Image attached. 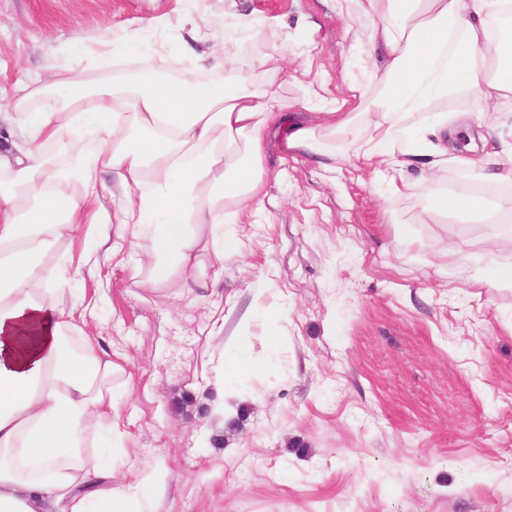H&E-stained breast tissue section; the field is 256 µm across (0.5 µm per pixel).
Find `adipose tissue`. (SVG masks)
<instances>
[{
    "label": "adipose tissue",
    "mask_w": 512,
    "mask_h": 512,
    "mask_svg": "<svg viewBox=\"0 0 512 512\" xmlns=\"http://www.w3.org/2000/svg\"><path fill=\"white\" fill-rule=\"evenodd\" d=\"M348 1L326 0L357 15L374 65L346 98L308 83L303 109L344 133L354 102L380 86L371 133L351 141L357 157L476 168L481 188L498 190L499 214L511 216L512 166L494 150L449 154L448 113L430 109L464 98L482 113L512 101V26L492 25L506 0H356L353 12ZM256 22L229 7L231 38L193 54L195 69L222 67L221 81L158 74L154 52L131 36L119 48L141 56L146 72L119 78L111 53L87 54L0 113V512H154L153 477L118 482L109 456L124 434L115 397L132 381L126 359L88 329L66 271L48 261L85 229L127 252L133 279L157 296L219 283L225 256L242 246L237 224L264 208L269 133L280 134L283 166L328 149L287 119L274 93L251 91L235 48ZM416 113L396 146L395 126ZM480 190L426 196L419 223L482 217Z\"/></svg>",
    "instance_id": "1"
}]
</instances>
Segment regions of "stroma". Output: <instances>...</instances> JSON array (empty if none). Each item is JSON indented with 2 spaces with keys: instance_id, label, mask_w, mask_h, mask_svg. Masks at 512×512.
<instances>
[{
  "instance_id": "stroma-1",
  "label": "stroma",
  "mask_w": 512,
  "mask_h": 512,
  "mask_svg": "<svg viewBox=\"0 0 512 512\" xmlns=\"http://www.w3.org/2000/svg\"><path fill=\"white\" fill-rule=\"evenodd\" d=\"M237 2L298 44L317 26L313 67L270 60L263 26L238 57L254 92L317 125L306 85L325 77L342 97L360 74L343 21L322 0ZM175 6L0 0V113L18 87ZM183 36L175 23L148 37L173 76L192 68ZM361 109L331 141L335 168L299 156L270 182L218 294L160 299L116 260L76 273L87 322L134 374L112 465L122 481L157 474L156 512H512V288L480 279L506 256L483 251L486 224H420L419 196L384 194L386 168L349 146L374 98ZM463 239L468 255L450 253ZM228 348L257 374L221 373Z\"/></svg>"
}]
</instances>
